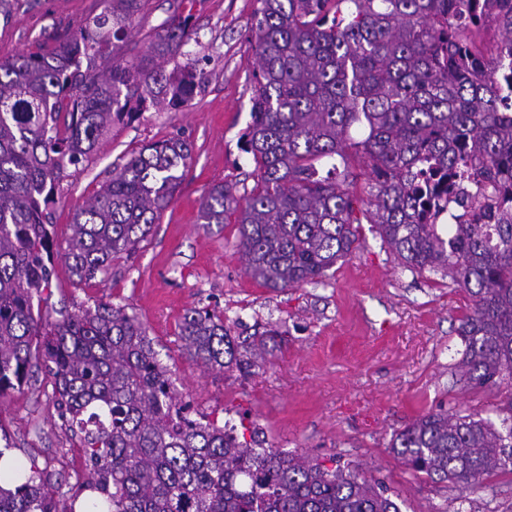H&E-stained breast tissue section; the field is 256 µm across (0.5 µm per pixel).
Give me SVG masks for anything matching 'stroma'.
Instances as JSON below:
<instances>
[{
    "mask_svg": "<svg viewBox=\"0 0 512 512\" xmlns=\"http://www.w3.org/2000/svg\"><path fill=\"white\" fill-rule=\"evenodd\" d=\"M256 0H148L121 51L145 49L161 26L190 18L200 89L179 109L149 110L113 125L106 141L60 185L52 218L57 239L69 233L75 207L111 178L115 166L143 145L173 136L192 145L171 205L147 241L112 263L110 274L73 285L56 263L48 307L104 299L128 305L147 327L192 412L259 428L270 445L319 460L336 457L380 478L401 512H512V474L482 487L439 483L414 473L391 450L396 432L430 412L495 418L502 398L458 382L453 365L464 346L456 329L470 313L468 295L432 271L402 268L375 225L357 227L353 253L338 261L326 284L274 292L246 277L234 218L205 224L200 203L214 185L250 190L255 163L242 149L251 121ZM100 0H5L0 7V57L63 41ZM222 314L231 335L275 330L255 375L207 372L180 351L179 326L190 308ZM52 387L38 379L0 395V449L23 466L47 469L52 486L69 490L82 451L62 426Z\"/></svg>",
    "mask_w": 512,
    "mask_h": 512,
    "instance_id": "1",
    "label": "stroma"
}]
</instances>
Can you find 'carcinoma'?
<instances>
[{
  "label": "carcinoma",
  "mask_w": 512,
  "mask_h": 512,
  "mask_svg": "<svg viewBox=\"0 0 512 512\" xmlns=\"http://www.w3.org/2000/svg\"><path fill=\"white\" fill-rule=\"evenodd\" d=\"M251 122L242 136L259 179L216 185L200 218L237 214L243 273L274 291L324 282L357 242L355 158L371 182L363 215L410 271L442 272L471 299L457 329L468 386L508 389L500 425L432 412L391 449L432 480L480 485L512 473V0H257ZM102 8L61 43L0 58V395L44 364L62 426L86 459L92 512H400L358 467L267 447L253 429L185 413L170 370L128 307L99 300L41 311L55 258L78 284L146 240L191 159L180 137L132 152L82 205L55 247L51 207L67 170L112 125L198 90L189 17L127 59L119 43L146 0ZM502 38L485 56L473 31ZM187 58L180 63L179 59ZM173 65L171 71L166 66ZM448 215L452 222L443 224ZM267 330L239 342L224 317L186 311L182 350L208 370L252 376ZM0 482V512L59 509L32 465Z\"/></svg>",
  "instance_id": "cac0c4a2"
}]
</instances>
